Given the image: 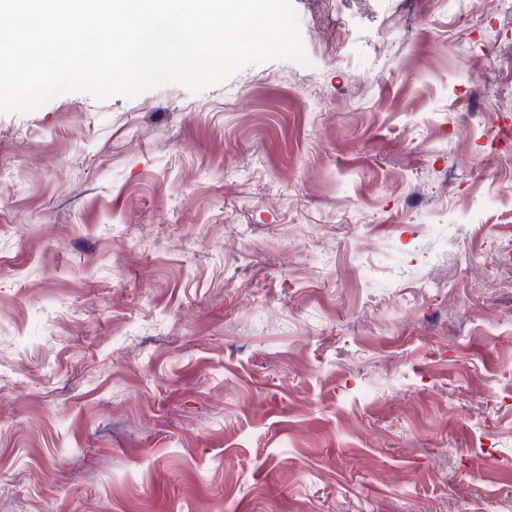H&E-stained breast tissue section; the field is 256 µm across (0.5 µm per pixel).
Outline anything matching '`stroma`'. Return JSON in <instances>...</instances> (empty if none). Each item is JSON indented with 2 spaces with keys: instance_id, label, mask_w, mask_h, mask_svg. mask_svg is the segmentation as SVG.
I'll use <instances>...</instances> for the list:
<instances>
[{
  "instance_id": "obj_1",
  "label": "stroma",
  "mask_w": 512,
  "mask_h": 512,
  "mask_svg": "<svg viewBox=\"0 0 512 512\" xmlns=\"http://www.w3.org/2000/svg\"><path fill=\"white\" fill-rule=\"evenodd\" d=\"M293 5L309 65L0 113V512L512 500V15Z\"/></svg>"
}]
</instances>
